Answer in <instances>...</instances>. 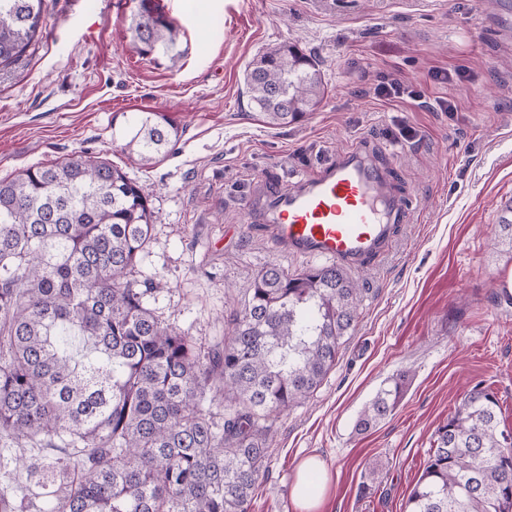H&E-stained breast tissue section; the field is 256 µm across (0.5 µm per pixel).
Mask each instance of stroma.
Listing matches in <instances>:
<instances>
[{
  "instance_id": "obj_1",
  "label": "stroma",
  "mask_w": 512,
  "mask_h": 512,
  "mask_svg": "<svg viewBox=\"0 0 512 512\" xmlns=\"http://www.w3.org/2000/svg\"><path fill=\"white\" fill-rule=\"evenodd\" d=\"M499 2L157 0L178 32L172 58L134 49L139 0H45L38 40L0 69V179L76 153L151 185L156 226L134 278L163 281L151 309L207 348L223 342L226 316L266 264L308 265L265 230L273 189L358 149L407 202L391 244L352 271L360 318L335 367L276 420L249 512H296L292 488L309 457L327 477L316 512H405L436 427L478 384L496 392L512 431V257L495 212L512 196V35L492 25ZM282 41L316 52L325 94L277 128L243 76ZM436 67L466 74L440 86ZM383 74L423 101L373 95ZM442 95L456 111L429 109ZM144 112L178 131L149 167L123 139ZM399 373L393 415L358 430L364 405Z\"/></svg>"
}]
</instances>
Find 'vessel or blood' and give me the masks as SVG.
<instances>
[{
	"label": "vessel or blood",
	"instance_id": "b4317fda",
	"mask_svg": "<svg viewBox=\"0 0 512 512\" xmlns=\"http://www.w3.org/2000/svg\"><path fill=\"white\" fill-rule=\"evenodd\" d=\"M403 209L384 170L353 149L270 195L265 220L272 241L293 255L358 266L389 245Z\"/></svg>",
	"mask_w": 512,
	"mask_h": 512
}]
</instances>
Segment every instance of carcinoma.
<instances>
[{"instance_id":"cac0c4a2","label":"carcinoma","mask_w":512,"mask_h":512,"mask_svg":"<svg viewBox=\"0 0 512 512\" xmlns=\"http://www.w3.org/2000/svg\"><path fill=\"white\" fill-rule=\"evenodd\" d=\"M44 0H0V66L39 33ZM142 56L177 31L153 0L132 25ZM250 102L286 127L324 96L316 55L271 44L244 72ZM177 131L147 112L126 134L152 165ZM147 186L98 157L31 165L0 180V469L14 466L44 512H248L276 417L314 394L358 322L362 289L337 265L269 264L207 350L162 323L130 279L152 241ZM405 374L361 411L366 430L396 409ZM224 397V420L212 406ZM494 393L472 388L434 433L407 512H512V432ZM23 443L54 452L13 461ZM29 502L0 487V512Z\"/></svg>"}]
</instances>
